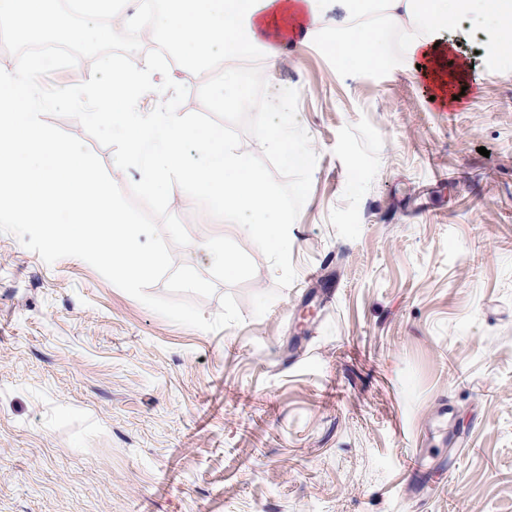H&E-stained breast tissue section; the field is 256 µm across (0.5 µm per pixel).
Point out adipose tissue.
<instances>
[{
	"label": "adipose tissue",
	"instance_id": "adipose-tissue-1",
	"mask_svg": "<svg viewBox=\"0 0 512 512\" xmlns=\"http://www.w3.org/2000/svg\"><path fill=\"white\" fill-rule=\"evenodd\" d=\"M324 0H164L160 33L185 54L192 66L203 65L215 53L242 58L262 53L275 64L284 48L308 44L335 30L338 69L373 67L385 61L379 31L372 27L351 32L337 29L323 7ZM354 14L369 13L381 4L388 28L398 36L403 56L421 58L409 76L426 80L440 106L453 102L450 87L462 82L467 61L455 58L449 32L464 18L484 19L486 48L500 66L512 68V0H345Z\"/></svg>",
	"mask_w": 512,
	"mask_h": 512
}]
</instances>
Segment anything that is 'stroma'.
Here are the masks:
<instances>
[{"label":"stroma","instance_id":"obj_1","mask_svg":"<svg viewBox=\"0 0 512 512\" xmlns=\"http://www.w3.org/2000/svg\"><path fill=\"white\" fill-rule=\"evenodd\" d=\"M452 38L471 69L445 110L397 66L341 71L321 42L281 55L269 91L298 90L317 154L289 288L172 189L191 238L175 264L208 274L201 245L226 236L256 265L198 301L209 318L233 293L239 325L175 324L0 233V512H512V69L473 28Z\"/></svg>","mask_w":512,"mask_h":512}]
</instances>
